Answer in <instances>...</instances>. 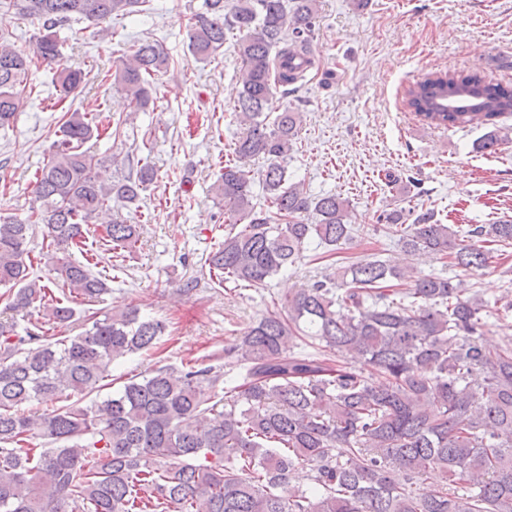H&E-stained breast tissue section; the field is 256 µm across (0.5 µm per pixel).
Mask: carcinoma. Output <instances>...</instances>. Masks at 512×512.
<instances>
[{"label": "carcinoma", "mask_w": 512, "mask_h": 512, "mask_svg": "<svg viewBox=\"0 0 512 512\" xmlns=\"http://www.w3.org/2000/svg\"><path fill=\"white\" fill-rule=\"evenodd\" d=\"M2 7L39 22L40 36L31 54L0 36L1 129L14 126L32 67L56 70L67 94L83 83L82 71L61 63L57 29L152 9L150 0H0ZM203 7L188 28L189 50L206 61L236 30L243 62L236 159L214 184L234 221L206 264L220 285H262L300 261L312 241L337 247L354 231L342 197L313 198L288 182L301 115L272 106L277 88L313 65L317 0H204ZM168 65L160 44L130 46L114 74L129 101L127 119L149 106L151 78ZM410 103L436 126L512 114V93L477 75H428L410 90ZM55 135L33 184L40 207L24 219L0 216L4 310L25 318L36 309L53 329L71 327L75 305L109 290L107 279L72 259L86 246L89 224L111 204L139 199L156 178L145 162L102 182L107 159L82 151L100 136L86 112L64 113ZM500 142L495 127L477 150L492 154ZM259 158L266 162L260 208L247 170ZM385 221L403 259L331 267L225 345L224 371L190 361L161 366L83 406L112 364L152 348L165 323L135 307L101 318L85 309L91 326L52 341L28 329L20 335L15 319L0 321V512H512V326L487 346L488 304L461 279L422 274L407 261L446 254L463 275L482 269L485 244L512 241V221L465 231L428 212L408 225L397 211ZM38 224L58 251L46 284L27 263ZM138 229L114 218L103 240L125 252ZM299 341L334 349L336 359L297 352ZM34 402L49 412L20 411ZM300 468L309 469L308 492L292 486ZM429 471L443 483L415 494ZM458 484L464 493L453 491Z\"/></svg>", "instance_id": "obj_1"}]
</instances>
